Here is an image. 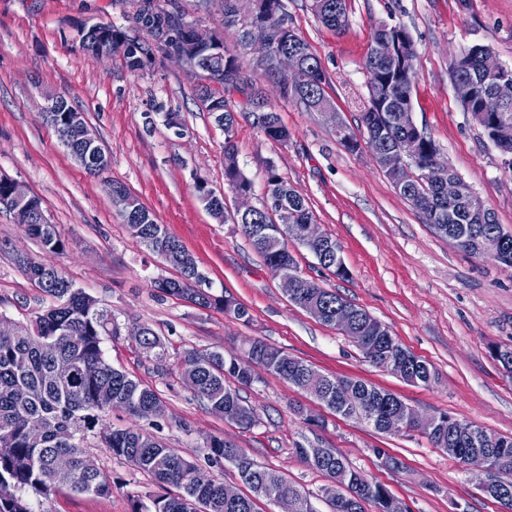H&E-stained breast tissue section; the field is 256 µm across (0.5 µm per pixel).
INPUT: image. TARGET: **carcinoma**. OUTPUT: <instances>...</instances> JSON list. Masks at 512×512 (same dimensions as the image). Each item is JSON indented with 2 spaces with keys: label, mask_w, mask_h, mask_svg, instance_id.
<instances>
[{
  "label": "carcinoma",
  "mask_w": 512,
  "mask_h": 512,
  "mask_svg": "<svg viewBox=\"0 0 512 512\" xmlns=\"http://www.w3.org/2000/svg\"><path fill=\"white\" fill-rule=\"evenodd\" d=\"M139 12L154 13L155 22L172 33L171 45L183 49L198 61L200 76L193 84L196 98L215 123L224 130V187L229 192H250L252 181L241 171L234 141L236 117L229 111L237 105L230 76L242 70L240 47L244 38L257 34L275 21H288L284 0H224L220 3L222 26L197 35V21L187 18L175 0L165 8L159 0H130ZM311 12L326 27L342 31L348 25L346 0H310ZM396 26L374 28L363 66L368 76H376L380 95L368 99L360 122L364 134H377L389 149L412 150L405 167L391 183L398 193L420 213L424 223L448 238L457 248L477 254V244L500 237L502 226L487 205L476 209L472 188L464 185L460 198L450 203L448 196L425 179V167L437 145L424 131H408L395 121V114L412 108L415 88V43L410 41L397 55L384 59L375 51L378 39L395 38ZM232 34L234 45L227 44ZM98 38L112 42V56L122 60L131 73H138L153 63L143 56L141 44L122 27L112 23L99 31ZM287 48L303 55L317 70L316 82L304 91L282 93L314 111V105L328 100L324 74L318 57L307 41L294 29L287 33ZM492 53L490 47L474 45L456 64H450L455 94L489 142L503 125L512 132V69L498 78L485 76L481 60ZM55 131H61L76 116L75 108L63 103L56 112L43 113ZM263 134L277 142H286L288 129L282 125L274 105H267L266 121L259 126ZM122 200L118 213L132 236L152 254L164 259L177 276L156 281L163 295L190 302L204 309H217L237 320H251L249 309L230 295H215L198 287L206 281L194 257L158 223L155 214L122 184H115ZM210 215L227 223L224 196L217 195L199 179L195 185ZM266 193L257 210L237 219L241 234L254 251L271 267L303 276L299 263L288 249V241L305 248L317 264L344 279L349 269L340 256V246L330 235L320 242L303 237V228L314 223L307 200L277 173L274 164L265 171ZM275 203L288 206L289 224L272 222L269 207ZM29 235L44 250L62 252L66 244L57 226L50 223L41 201L32 197ZM27 278L49 304L25 322H14L12 332L0 335V484L12 488L13 496L1 500L0 512H33L30 499L48 498L68 489L80 495L106 496L112 493V477L91 452L105 448L110 455L147 474L154 489L129 496L130 512H259L258 503L267 501L278 512H316L309 495L291 484L277 469L260 465L233 443L213 436L204 443L205 460L219 469L232 465L245 487L239 501H224V483L214 478L207 485L192 483L197 464L166 447L151 432L138 427L113 430L105 423L109 410L101 402L103 391L112 393L114 407L141 418H150V407L159 393L128 373L114 368L105 358V340L125 339L135 345L145 359L160 363L166 359L162 338L147 324L121 326L112 310L94 296L74 287L57 269L31 260H15ZM306 311L318 310V321L333 326L329 317L352 302L308 278L299 289ZM356 325L347 333L365 358L374 365L400 377L413 386H428L435 373L425 360L405 347L396 337L385 344H368L364 337L373 335L369 320L373 316L357 307ZM68 362L74 372L68 379L55 372L58 362ZM179 368L186 385L207 409L243 430L254 428L258 419L240 390L259 379L258 371L287 382L320 401L335 415L377 423L392 410L406 413L409 406L385 390L361 380L321 374L306 362L289 355L282 348L264 340L246 343L242 355L220 350L186 349ZM435 448H441L457 461L474 448L484 449L498 473V483L487 495L512 508V436L489 432L475 424L459 420L446 412L438 415L437 426L426 433ZM299 459L320 472L327 483L321 487L322 498L332 512H365L372 504L377 512H407V507L380 483L362 490L365 476L349 465L346 458L330 449L321 459H310L303 445L295 448ZM58 455L69 457L71 468L65 473L54 469Z\"/></svg>",
  "instance_id": "cac0c4a2"
}]
</instances>
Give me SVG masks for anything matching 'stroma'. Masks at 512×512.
<instances>
[{"instance_id": "1", "label": "stroma", "mask_w": 512, "mask_h": 512, "mask_svg": "<svg viewBox=\"0 0 512 512\" xmlns=\"http://www.w3.org/2000/svg\"><path fill=\"white\" fill-rule=\"evenodd\" d=\"M288 23L310 45L326 75L325 92L352 127L368 97L363 60L371 32L381 23L403 25L417 57L413 119L449 163L512 232V168L457 98L451 58L484 44L512 67V0H348L345 31L327 29L308 0H285ZM127 0H0V176L38 197L66 242L49 253L0 207V314L29 318L42 295L15 263L22 254L62 271L112 309L119 322L145 323L169 349L163 367L146 360L131 343L108 342L107 360L155 388L165 405L159 438L181 455L203 459L206 439L220 436L260 464L282 471L315 495L318 512H330L317 494L325 477L295 453L323 443L336 449L370 480L383 484L410 512H501L478 488L481 473L465 469L419 431L381 433L364 422L328 416L318 434L294 416L289 404L319 403L287 382L263 377L241 395L258 424L242 430L211 414L182 381L178 357L187 348L240 351L262 338L301 358L319 372L362 380L395 393L421 414L449 413L501 435H512V379L490 356L495 345L512 344V268L471 256L437 235L379 168L368 147L349 152L332 124L317 112L264 87L285 126L288 143L268 139L239 119L234 141L241 171L253 183L252 204L265 195V170L281 177L308 201L321 232L341 248L350 271L340 279L322 270L303 247L289 243L306 277L336 290L389 326L393 335L434 368L430 386H412L375 367L353 341L294 307L279 277L264 263L237 225L219 224L195 190L205 179L224 189V132L196 100L186 66L157 56L134 75L116 58L86 54L79 31L101 22L126 26ZM64 95L111 159L99 175L88 174L43 120L47 94ZM179 113L181 134L162 118L146 127L156 107ZM127 186L159 223L195 257L214 293H227L251 314L242 322L216 309L160 298L154 281L173 271L134 238L117 215L109 186ZM385 448L402 463L383 467L374 451ZM114 481L107 497L61 491L34 503L35 512H130L129 496L146 490L149 477L98 454Z\"/></svg>"}]
</instances>
